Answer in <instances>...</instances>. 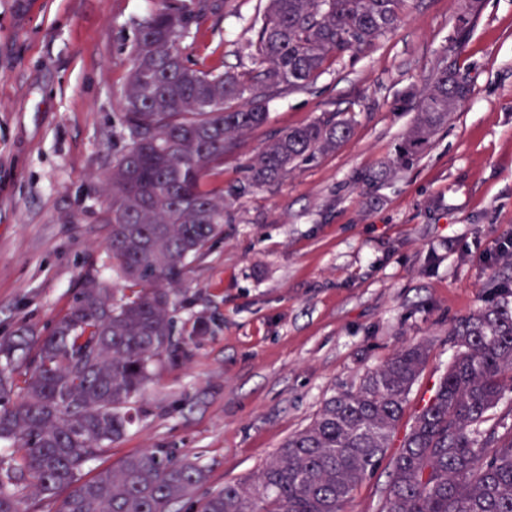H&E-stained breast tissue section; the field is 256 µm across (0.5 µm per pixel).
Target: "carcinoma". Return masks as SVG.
<instances>
[{"label":"carcinoma","mask_w":512,"mask_h":512,"mask_svg":"<svg viewBox=\"0 0 512 512\" xmlns=\"http://www.w3.org/2000/svg\"><path fill=\"white\" fill-rule=\"evenodd\" d=\"M405 0H268L255 30L258 68L239 73L189 63L181 42L200 26L206 0H178L138 23L120 125L121 155L99 175L108 204L106 250L121 287L84 278L70 310L34 342L0 337V512H22L12 490L22 480L57 512H347L357 488L391 447L409 392L428 357L407 345L366 371L359 385L326 399L315 419L290 435L257 478L197 498L208 474L197 462L158 450L130 454L82 480L83 466L120 440L137 417L136 398L154 359L174 348L173 298L223 232L224 190L206 177L233 141L267 121L265 103L304 91L330 58L367 48L401 20ZM457 36L418 94L416 119L389 171L409 166L471 83ZM351 125L336 112L274 136L254 165L263 185L336 148ZM504 279L487 304L458 319L457 354L391 458L380 512H512V427L491 415L512 391V287ZM29 355L23 396L7 375Z\"/></svg>","instance_id":"obj_1"}]
</instances>
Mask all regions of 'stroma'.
<instances>
[{
	"label": "stroma",
	"mask_w": 512,
	"mask_h": 512,
	"mask_svg": "<svg viewBox=\"0 0 512 512\" xmlns=\"http://www.w3.org/2000/svg\"><path fill=\"white\" fill-rule=\"evenodd\" d=\"M165 0H0V336L50 332L90 273L111 279L94 174L124 146L119 112L137 25ZM265 0H229L182 50L254 69ZM463 0H408L392 32L327 61L274 99L209 180L224 232L173 311L178 349L154 363L127 434L97 460L146 449L205 467L208 488L250 481L323 402L406 343L429 358L405 434L452 361L453 323L486 304L512 235V0H481L458 58L471 94L408 168L374 182L416 117L407 93L457 33ZM326 112L350 138L271 184L247 166L275 135ZM208 336L184 335L197 316Z\"/></svg>",
	"instance_id": "35a3bbf8"
}]
</instances>
